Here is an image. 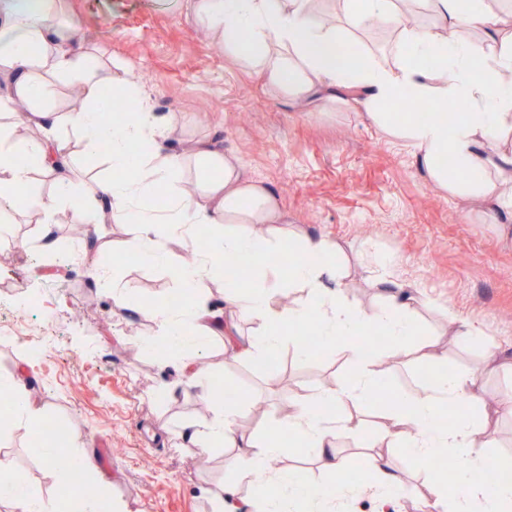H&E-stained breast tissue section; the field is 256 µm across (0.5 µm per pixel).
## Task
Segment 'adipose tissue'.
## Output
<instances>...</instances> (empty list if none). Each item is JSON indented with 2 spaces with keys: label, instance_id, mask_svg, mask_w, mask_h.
Instances as JSON below:
<instances>
[{
  "label": "adipose tissue",
  "instance_id": "ef3b65f1",
  "mask_svg": "<svg viewBox=\"0 0 512 512\" xmlns=\"http://www.w3.org/2000/svg\"><path fill=\"white\" fill-rule=\"evenodd\" d=\"M185 2L219 48L256 70L286 98L332 100L337 91H348L370 119L409 142L433 182L480 201L512 222V195L499 189L500 183L512 182V153L494 147L502 130L512 131V40L501 43L495 65L487 68L475 65L470 53L448 38L450 32L472 25L498 31L502 19L485 9L484 0H422L434 19L427 27L412 23L402 0H337L346 20H376L402 30L406 60L397 75L351 52L347 31L319 23L312 0ZM0 80L5 83L0 112L26 105L28 121L43 131L41 137L15 142L0 126V225L12 223L21 210L53 215L63 207L75 209L91 224H134L125 250L139 257L155 255L158 225H165L173 238L185 237L191 225H210L215 247L195 266L175 270L187 290L180 305L161 298L145 311L156 325V336L175 343L188 332L200 340L213 336L209 312L196 294L223 266L225 256L240 253L251 261V276L245 281L225 279L224 299L240 315L258 322L267 352L278 350L292 330L310 326L359 368L351 386L321 389L295 410L276 416L263 442L238 433L232 402L195 428L193 437L201 448H236L228 466L251 488L243 503L237 487L214 493V512H334L333 497L308 481L302 470H272L287 437L316 453L320 469L338 490L378 495L401 482L386 449L407 448L428 468L448 449L458 458L459 476L452 488L437 479L431 482L435 512H512V473L486 489L484 471L500 462L473 452L480 420L472 408L481 401L473 372L435 376L423 392L394 399L385 412L387 427L367 441L369 452L357 482L349 480L350 464L338 449V431L317 410L365 401L379 386L355 336L381 327L391 339L388 356L433 357L432 344L409 341L415 330L403 284L388 276L378 278L380 307L364 309L349 302L335 244L308 234L291 242L276 195L249 177L233 153L204 143L169 150V130L149 101L136 86L103 68L72 28L57 22L55 0H0ZM61 80L77 84L83 100L80 108L64 114L51 105ZM107 89L132 103L120 121L109 117L103 97ZM412 94L434 102L430 118L393 111V104ZM463 102L478 104V111L459 113L455 122H448L449 104ZM64 122L83 131L88 153L111 145L114 177L107 185L79 192L64 179L45 197L29 186L34 173L66 163L65 145L52 135ZM249 224L263 225V234L244 233ZM293 250L298 257L291 265L269 269L270 255ZM292 286L308 291L301 306H285L279 299L282 289ZM0 390L13 401L14 425L46 426L22 377L0 379ZM1 499L10 502L12 512H58L54 503L28 494L25 474L5 457L0 458Z\"/></svg>",
  "mask_w": 512,
  "mask_h": 512
}]
</instances>
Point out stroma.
Listing matches in <instances>:
<instances>
[{"label": "stroma", "mask_w": 512, "mask_h": 512, "mask_svg": "<svg viewBox=\"0 0 512 512\" xmlns=\"http://www.w3.org/2000/svg\"><path fill=\"white\" fill-rule=\"evenodd\" d=\"M58 16L105 66L122 64L124 77L135 79L170 127V149L210 142L231 150L273 190L289 231L336 243L350 302L378 306L379 275L406 283L415 330L438 356L381 367L391 395L414 393L436 375L478 372L495 356L502 370L479 380L483 403L498 411V438L487 452L512 463V223L431 181L413 148L348 98L286 99L203 36L184 0H59ZM511 32L474 26L453 39L484 65ZM55 134L66 140L70 170L81 181L111 177L109 149L88 154L83 133L67 124ZM78 223L81 215L67 208L49 221L25 211L12 226L20 246L0 247V377L21 374L32 402L74 428L97 462L94 485L123 512H213L210 492L232 483L247 498V484L226 465L233 449L204 450L183 436L216 414L185 385L179 362L189 347L143 348L153 322L112 299L116 289L156 299L181 293L174 271L185 252L202 256L213 247L209 225H194L183 239L159 236L146 260L124 253L133 225L84 224L92 241L76 244L70 230ZM456 320L478 331L468 345L454 339ZM200 360L214 378L243 388L236 428L257 441L273 430L276 413L318 389L349 384L356 372L318 335L304 353L284 344L272 374L219 336ZM335 416L345 422L341 452L361 467L362 442L386 419L368 401ZM1 453L25 473L31 495L69 512L76 486L45 466L26 427H0ZM387 454L401 486L384 501L360 494L344 512H381L384 502L396 512H434L431 473L407 449Z\"/></svg>", "instance_id": "35a3bbf8"}]
</instances>
